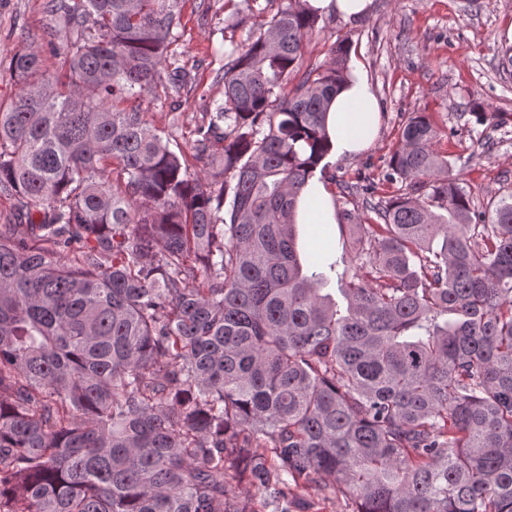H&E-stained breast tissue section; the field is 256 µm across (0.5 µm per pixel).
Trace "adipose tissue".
I'll use <instances>...</instances> for the list:
<instances>
[{"label": "adipose tissue", "mask_w": 512, "mask_h": 512, "mask_svg": "<svg viewBox=\"0 0 512 512\" xmlns=\"http://www.w3.org/2000/svg\"><path fill=\"white\" fill-rule=\"evenodd\" d=\"M379 102L366 74L350 68L333 98L327 117L331 153L350 156L370 145L378 133ZM336 205L321 173H314L301 198L297 221L301 224H332Z\"/></svg>", "instance_id": "1"}]
</instances>
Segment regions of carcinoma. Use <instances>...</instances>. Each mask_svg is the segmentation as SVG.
Here are the masks:
<instances>
[{
	"instance_id": "carcinoma-1",
	"label": "carcinoma",
	"mask_w": 512,
	"mask_h": 512,
	"mask_svg": "<svg viewBox=\"0 0 512 512\" xmlns=\"http://www.w3.org/2000/svg\"><path fill=\"white\" fill-rule=\"evenodd\" d=\"M46 10L67 89L16 53L0 104V196L28 221L0 224V512H290L310 484L353 512H512V192L476 209L416 112L355 273L306 266L346 41L302 69L303 0L230 41L189 157L141 109L171 0Z\"/></svg>"
}]
</instances>
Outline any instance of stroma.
<instances>
[{"mask_svg": "<svg viewBox=\"0 0 512 512\" xmlns=\"http://www.w3.org/2000/svg\"><path fill=\"white\" fill-rule=\"evenodd\" d=\"M46 0H0V65L16 52L38 50L47 75L59 77L66 37L57 34L55 48L43 40L50 18ZM180 24L171 46L177 66L191 78L193 89H171L160 79L144 96L149 127L172 133L183 151H190L195 129L213 101L224 98L217 82L215 52L223 36L246 37L258 21L245 0H177ZM347 39L348 62L368 75L380 104L375 140L355 157L329 160L323 180L338 212H351L354 223L371 218L362 195L353 186L373 182L375 200L402 192L401 182L384 175L407 119L426 113L442 138L440 152L462 181L479 210L492 212L502 194L512 191V67L502 64L512 47V0H373L365 19L321 18L305 42V65L331 61L336 39ZM479 104L499 112L498 126L479 124L466 106ZM302 255L320 264L325 255L341 256L347 227L301 224L297 227Z\"/></svg>", "mask_w": 512, "mask_h": 512, "instance_id": "1", "label": "stroma"}]
</instances>
